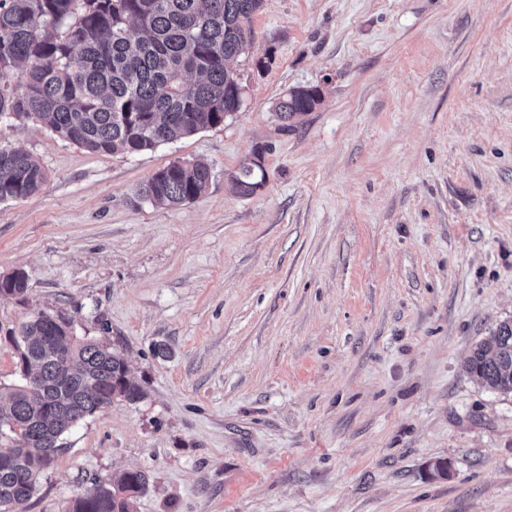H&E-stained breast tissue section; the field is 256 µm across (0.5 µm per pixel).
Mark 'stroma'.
<instances>
[{"label": "stroma", "mask_w": 512, "mask_h": 512, "mask_svg": "<svg viewBox=\"0 0 512 512\" xmlns=\"http://www.w3.org/2000/svg\"><path fill=\"white\" fill-rule=\"evenodd\" d=\"M253 30L241 110L176 142L98 154L0 119L48 174L0 202V276L27 277L0 383L7 330L63 312L144 391L66 434L20 512L122 469L149 476L137 512H512V395L467 369L512 319V0H264ZM178 160L209 165L201 198H136ZM321 101L322 90L319 86H298L287 89L275 105L281 130L285 132L291 130ZM254 161H243L240 166L230 174V180L238 195L242 197H250L255 195V189L262 179L263 162L260 159L254 158ZM262 167V168H261Z\"/></svg>", "instance_id": "obj_1"}]
</instances>
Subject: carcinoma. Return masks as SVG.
<instances>
[{
  "mask_svg": "<svg viewBox=\"0 0 512 512\" xmlns=\"http://www.w3.org/2000/svg\"><path fill=\"white\" fill-rule=\"evenodd\" d=\"M263 0H0V116L32 119L94 153L141 152L224 123L242 106L232 63L254 42ZM322 101L318 86L292 87L275 105L288 131ZM211 179L202 161H174L139 188L141 200L173 207L200 198ZM262 168L245 160L230 174L250 197ZM47 173L31 155L0 148V202L37 192ZM13 274L1 295L26 292ZM22 381L0 385V512H17L62 448L61 437L141 386L123 355L80 339L41 313L7 332ZM482 383L512 394V320L502 321L467 361ZM40 381L35 393L27 375ZM149 476L123 470L71 512H135Z\"/></svg>",
  "mask_w": 512,
  "mask_h": 512,
  "instance_id": "1",
  "label": "carcinoma"
}]
</instances>
